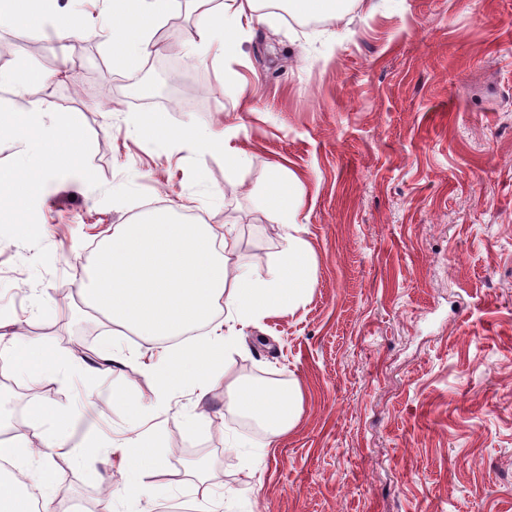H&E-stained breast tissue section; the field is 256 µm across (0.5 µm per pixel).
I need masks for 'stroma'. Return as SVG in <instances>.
Here are the masks:
<instances>
[{
  "label": "stroma",
  "mask_w": 512,
  "mask_h": 512,
  "mask_svg": "<svg viewBox=\"0 0 512 512\" xmlns=\"http://www.w3.org/2000/svg\"><path fill=\"white\" fill-rule=\"evenodd\" d=\"M92 29L82 52L45 25L39 55L51 110L79 118L83 153L45 183L27 230L0 224V315L67 364L42 399L0 397L28 420L36 404L76 408L69 443L107 448L54 458L37 496L66 512H134L112 450L133 422L160 435L155 512H512V0H363L342 17L256 24L220 62L191 61L192 0H179L149 61L112 62L108 0H56ZM69 59L59 71L60 59ZM184 64L191 98L152 99L132 80L147 62ZM173 128L233 127L249 159L140 134L151 113ZM296 174L298 235L316 283L293 311L246 331L225 379L298 382L296 425L267 440L224 404L185 389L157 406L148 364L164 340L131 337L77 293L112 228L158 208L233 225L254 274L283 247L265 208L272 166ZM115 343L132 360L86 374L65 341ZM127 401L114 404L112 393ZM245 443L239 453L228 442ZM111 486L110 497L100 495Z\"/></svg>",
  "instance_id": "obj_1"
}]
</instances>
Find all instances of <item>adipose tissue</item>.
Segmentation results:
<instances>
[{
    "instance_id": "1",
    "label": "adipose tissue",
    "mask_w": 512,
    "mask_h": 512,
    "mask_svg": "<svg viewBox=\"0 0 512 512\" xmlns=\"http://www.w3.org/2000/svg\"><path fill=\"white\" fill-rule=\"evenodd\" d=\"M112 56L125 64L155 50L156 34L177 0H111ZM198 30L204 49L223 50L236 45L243 20L278 30L284 16L299 19L336 18L353 0H197ZM0 126L12 144L29 156L26 178L10 167H0V220L22 219L32 199L42 197L47 176L64 157L76 154L82 143L76 134L78 120L54 117L43 103L9 111ZM148 134L159 141L178 140L189 149L223 153L228 173L243 167L246 156L228 148L226 133L188 124L173 129L164 114L151 120ZM297 176L273 170L267 190L271 220L285 228L286 245L266 277L253 276L237 257L232 226L216 231L208 224H187L171 211H158L115 225L111 238L94 255L91 279L80 294L85 304L112 324L138 336L163 339L178 336L194 326L211 324L210 335L195 344L169 350L164 361L150 365L159 401L176 389L207 394L227 354L242 344V328L286 313L301 302L315 284L314 257L308 244L297 237L301 195ZM223 310V325H212L216 310ZM62 360L39 341L12 334L0 337V371L24 373L37 381L56 379ZM302 398L299 384L271 389L243 386L232 380L224 385V402L259 419L269 439L286 434L295 424ZM72 421L68 407L40 405L29 416L34 434L42 437L40 455L11 439L0 440V460L20 462L27 475L0 476V512H30L27 486L42 487L52 461L67 439L62 430ZM157 436L130 428L122 448V467L130 474L123 488L125 500L152 501L156 485L152 474L159 462Z\"/></svg>"
}]
</instances>
